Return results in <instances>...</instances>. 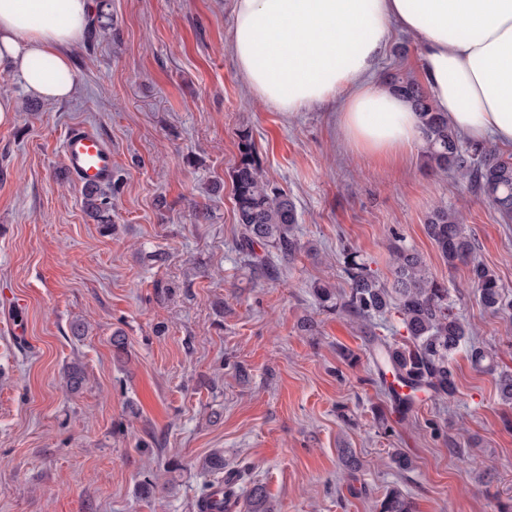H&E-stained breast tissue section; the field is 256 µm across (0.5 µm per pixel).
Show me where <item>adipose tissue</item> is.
I'll list each match as a JSON object with an SVG mask.
<instances>
[{"instance_id": "obj_1", "label": "adipose tissue", "mask_w": 512, "mask_h": 512, "mask_svg": "<svg viewBox=\"0 0 512 512\" xmlns=\"http://www.w3.org/2000/svg\"><path fill=\"white\" fill-rule=\"evenodd\" d=\"M92 0H0V71L26 92L75 91L69 49ZM236 67L254 99L288 114L325 103L355 151L396 163L423 139L411 103L374 77L393 31L421 50L437 111L468 141L512 148V0H233Z\"/></svg>"}]
</instances>
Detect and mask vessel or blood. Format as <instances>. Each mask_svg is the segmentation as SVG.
Segmentation results:
<instances>
[{
  "label": "vessel or blood",
  "instance_id": "1",
  "mask_svg": "<svg viewBox=\"0 0 512 512\" xmlns=\"http://www.w3.org/2000/svg\"><path fill=\"white\" fill-rule=\"evenodd\" d=\"M67 169L81 186L104 185L112 180V148L99 131L89 125L69 129L62 139Z\"/></svg>",
  "mask_w": 512,
  "mask_h": 512
}]
</instances>
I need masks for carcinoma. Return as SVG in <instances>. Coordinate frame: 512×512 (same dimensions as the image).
Here are the masks:
<instances>
[{
    "label": "carcinoma",
    "mask_w": 512,
    "mask_h": 512,
    "mask_svg": "<svg viewBox=\"0 0 512 512\" xmlns=\"http://www.w3.org/2000/svg\"><path fill=\"white\" fill-rule=\"evenodd\" d=\"M390 87L400 93L418 112L424 133L423 153L433 172L453 173L468 188L484 195L506 220L512 219V156L483 144H467L433 107L423 86L407 73H395ZM238 161L232 171L235 220L239 230L235 250L255 274L271 275L272 258L291 262L302 244L294 232L299 214L293 198L268 177L257 152L252 132L238 131ZM120 188L101 186L82 190L88 215L103 231L113 227L110 219L112 196ZM428 237L442 261L450 268L464 265L483 308L492 314L512 311V296L505 293L496 272L476 256L475 239L467 232L458 212L435 206L425 218ZM347 287L338 290L326 283L312 287L319 309L344 314L367 330L380 316L396 314L405 335L390 342L369 337L368 352L379 375L391 373L402 381L412 403L422 393L432 401L453 402L457 396L452 360L462 346L473 367L497 375L500 398L512 403V373L499 369L494 357L473 341V328L455 311L448 286L438 281L423 257L401 243L392 246V281H382L370 267L359 261L357 252L344 253ZM66 390L79 392L85 381L83 368L69 366L64 376ZM213 477L210 488L224 490L215 503L216 512H229L245 490L246 512H271L264 485L250 481V468L226 469L224 450L216 448L199 463ZM375 512H414V503L401 491L391 489L376 502Z\"/></svg>",
    "instance_id": "obj_1"
}]
</instances>
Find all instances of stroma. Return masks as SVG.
<instances>
[{"label": "stroma", "instance_id": "stroma-1", "mask_svg": "<svg viewBox=\"0 0 512 512\" xmlns=\"http://www.w3.org/2000/svg\"><path fill=\"white\" fill-rule=\"evenodd\" d=\"M93 13L101 27L87 26L70 51V99H34L0 73V94L16 103L0 118V512H198V464L216 448L228 466L252 465L274 512H375L393 487L416 512H497L512 498V405L495 376L457 354L456 401H421L384 433L372 409L392 401L364 335L319 311L311 286L345 288V248L389 280L402 236L512 370V318L483 309L424 219L438 203L459 210L511 293L512 223L454 176L428 171L421 147L398 166L360 155L335 106L290 116L257 103L230 51L231 0H93ZM421 66L415 40L397 32L375 81ZM84 123L111 145L121 180L106 234L84 213L60 150ZM244 127L313 248L274 278L254 275L234 249ZM305 316L314 333L300 330ZM76 321L83 337L70 332ZM118 328L122 365L112 359ZM74 362L86 376L76 394L63 381ZM454 441L472 444L480 467L463 468ZM345 448L358 470L342 465ZM397 448L411 472L392 464ZM146 478L157 485L150 496Z\"/></svg>", "mask_w": 512, "mask_h": 512}]
</instances>
